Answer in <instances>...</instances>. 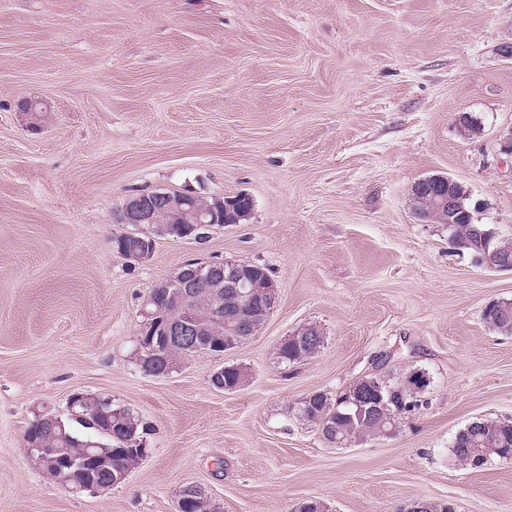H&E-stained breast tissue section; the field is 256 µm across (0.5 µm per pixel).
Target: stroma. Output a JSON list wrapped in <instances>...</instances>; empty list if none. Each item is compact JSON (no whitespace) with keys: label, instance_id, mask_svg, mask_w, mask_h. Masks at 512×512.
<instances>
[{"label":"stroma","instance_id":"stroma-1","mask_svg":"<svg viewBox=\"0 0 512 512\" xmlns=\"http://www.w3.org/2000/svg\"><path fill=\"white\" fill-rule=\"evenodd\" d=\"M26 98L49 110L40 131ZM463 113L480 138L459 134ZM511 130L512 0H0V512H176L189 484L217 512H512V461L450 456L473 421L512 419V335L482 319L512 302V271L411 204L414 182L446 176L475 223L512 235ZM157 189L253 210L202 243L156 236L134 264L113 216ZM191 260L267 265L278 302L232 350L146 374L142 297ZM309 324L320 351L280 364ZM229 365L245 382L215 390ZM416 370L430 385L394 436L336 447L293 412ZM76 391L151 428L105 492H66L24 451Z\"/></svg>","mask_w":512,"mask_h":512}]
</instances>
